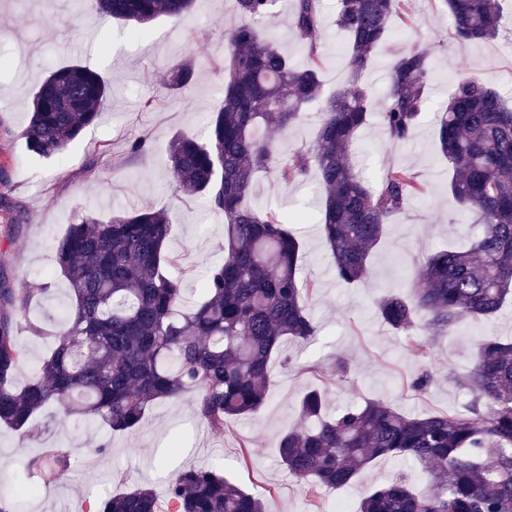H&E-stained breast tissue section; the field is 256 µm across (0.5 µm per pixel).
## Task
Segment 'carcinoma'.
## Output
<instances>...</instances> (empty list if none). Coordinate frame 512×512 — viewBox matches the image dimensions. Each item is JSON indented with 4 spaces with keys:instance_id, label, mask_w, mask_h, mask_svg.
<instances>
[{
    "instance_id": "carcinoma-1",
    "label": "carcinoma",
    "mask_w": 512,
    "mask_h": 512,
    "mask_svg": "<svg viewBox=\"0 0 512 512\" xmlns=\"http://www.w3.org/2000/svg\"><path fill=\"white\" fill-rule=\"evenodd\" d=\"M197 0H94L100 18L139 28L160 17L181 19ZM274 0H233L240 22L225 34L224 101L206 141L178 133L168 163L176 189L203 195L224 214V260L212 265L190 305L183 281L169 276L164 211L93 213L69 225L54 246L67 302L57 329L31 325L53 344L24 386L14 379L26 362L16 342V313L27 298L0 283V425L27 435L55 406L126 432L150 406L191 395L200 419L224 432L264 406L270 361L285 340L305 343L318 326L308 311L313 285L299 277L301 240L292 217L248 203L256 172L281 183L319 176L320 231L336 279L365 280L369 258L387 225L424 194L404 168L392 167L372 188L353 172L350 150L368 124L373 91L361 81L395 19H409L407 0H337L334 24L348 39L350 76L323 93L321 0H294L290 26L308 62L297 67L264 22ZM465 43L494 40L503 26L499 0H441ZM432 60L410 46L394 56L381 126L389 143L408 141L430 98ZM194 64L173 68L167 88L181 90ZM110 96L108 80L80 63L50 70L31 93L22 132L29 152L51 157L94 125ZM319 106L314 141L284 151L273 134L298 125ZM436 137L451 165L448 192L476 216L480 234L465 249L428 256L405 293L383 296L381 320L405 336L415 358L430 357L429 336L452 332L463 317L489 321L512 297V105L480 77L461 79L436 118ZM473 398L461 411L412 415L380 400L328 413L325 393L299 401L297 423L281 437L279 456L311 491L342 487L380 456L409 459L428 476L417 493L400 474L368 490L358 512H512V341H480L459 380ZM68 448L45 449L43 482L63 479ZM174 512H265L263 501L213 468L182 471L169 481ZM97 512H162L155 493L137 487L110 495Z\"/></svg>"
}]
</instances>
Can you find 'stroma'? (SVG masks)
I'll list each match as a JSON object with an SVG mask.
<instances>
[{"label":"stroma","instance_id":"1","mask_svg":"<svg viewBox=\"0 0 512 512\" xmlns=\"http://www.w3.org/2000/svg\"><path fill=\"white\" fill-rule=\"evenodd\" d=\"M504 29L498 39L481 44L460 43L451 35V21L440 0H409L411 23L395 26L390 41L375 51L363 79L383 95L395 54L417 44L433 61V93L412 139L386 141L379 115L359 133L352 148L355 171L377 185L393 166L413 170L426 185L424 197L413 199L390 224L370 257L367 281H337L328 247L318 230L321 190L315 178L284 184L256 175L252 205L284 204L305 215L300 227L303 250L299 275L311 280L309 311L317 335L305 344L285 342L273 356V377L265 406L257 414L232 423L217 434L203 423L191 396L149 407L132 430L113 433L75 417L65 424L52 413L39 417L40 432L24 437L0 426V487L15 482L40 484L36 466L45 449L72 451L67 477L21 501L18 512H95L101 497L138 485H150L159 501L167 499V478L182 467L220 463L224 475L263 500L267 512H336L347 502L357 512L365 491L397 473L409 475L414 488L426 479L411 461L380 457L346 486L309 494L281 464L278 445L296 418L301 396L314 388L327 392L330 410L364 399L386 401L401 410L424 415L452 413L471 399L458 376L471 366L475 345L491 337L512 338V305L496 318L462 319L453 331L431 339V355L419 361L404 349V339L380 319L376 304L389 293L403 292L422 259L446 246H459L480 227L460 211L448 193L450 166L435 137V115L453 85L477 76L512 102V0H500ZM293 0H275L270 33L294 64L306 61L288 25ZM324 23L318 33L323 46L322 79L326 91L343 85L349 75L341 40L333 23L336 0H324ZM231 0H198L182 21L161 18L132 37L119 23L100 20L92 0H0V280L17 293L53 279V291L32 300L20 319L18 345L28 358L15 378L24 385L50 348L34 336L30 323L57 317L64 296L63 278L52 277L53 250L58 238L84 210L100 217L153 207L164 209L172 226L168 242L170 272L190 288H198L206 270L220 262L224 217L206 199L176 190L166 169L173 135L205 136L212 112L224 97V33L237 24ZM196 57L193 83L178 93L167 90L170 69ZM77 61L104 73L111 82L109 98L98 123L72 143L61 159L30 154L21 132L27 124L26 99L58 64ZM154 100L144 109V100ZM145 133L149 149L131 154L128 143ZM348 364L345 376L335 372L337 359ZM433 374L431 385L415 390L421 370ZM249 440L241 450V440Z\"/></svg>","mask_w":512,"mask_h":512}]
</instances>
